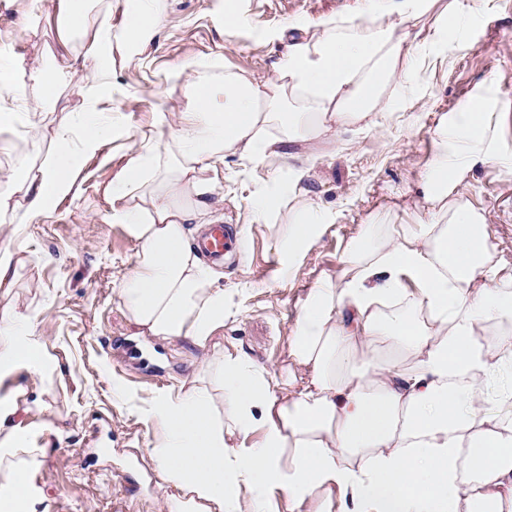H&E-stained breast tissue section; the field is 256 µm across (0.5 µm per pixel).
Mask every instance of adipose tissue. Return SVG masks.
Returning a JSON list of instances; mask_svg holds the SVG:
<instances>
[{
	"instance_id": "1",
	"label": "adipose tissue",
	"mask_w": 512,
	"mask_h": 512,
	"mask_svg": "<svg viewBox=\"0 0 512 512\" xmlns=\"http://www.w3.org/2000/svg\"><path fill=\"white\" fill-rule=\"evenodd\" d=\"M467 8L366 0L359 23L289 27L271 79L194 71L190 110L144 134L120 188L106 189L109 219L141 244L122 304L145 332L213 351L195 380L145 410L158 426L152 455L175 491L169 512H512V417L495 410L512 402V389L485 394L491 375L512 374V266L494 261L485 216L458 191L477 166L512 167L496 94L482 89L441 118L422 184L425 217L403 232L374 222L349 241L338 282L319 283L302 304L281 371L225 351L224 288L189 241L192 226L216 221L226 152L278 157L283 145L327 143L348 125L379 128L397 97L423 89L414 41L447 46ZM168 17V0H134L117 36L112 0H63L77 63L48 59L25 81L0 69V131L14 130L19 103L34 117L56 109L62 89L82 101L49 149L33 144L39 166L6 172L0 234L17 236L65 199L82 157L111 142V124L95 112L111 94L112 69ZM272 125L279 138L265 137ZM284 202L279 272L288 276L331 216L293 191L255 206L270 214ZM29 328L15 309L0 310V371L20 360L46 371L26 344ZM16 414L0 403V512H24L41 455L24 446Z\"/></svg>"
}]
</instances>
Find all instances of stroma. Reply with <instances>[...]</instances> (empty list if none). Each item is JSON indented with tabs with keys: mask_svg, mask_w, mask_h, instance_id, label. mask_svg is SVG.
<instances>
[{
	"mask_svg": "<svg viewBox=\"0 0 512 512\" xmlns=\"http://www.w3.org/2000/svg\"><path fill=\"white\" fill-rule=\"evenodd\" d=\"M472 20L462 23L465 48L425 57L413 53L425 91L382 117L383 133L362 126L338 131L336 144L312 155L257 159L229 153L219 167L225 223L238 225L242 256L219 266L226 300L225 350L239 349L257 364L280 367L299 308L324 276L339 277L347 243L376 214L393 229L413 223L425 209L421 184L438 148L443 115L493 86L503 102L501 140L512 154V0H469ZM355 0H240L243 21L222 22L224 0H172L170 17L146 49L112 74V95L100 117L116 127L112 143L86 157L69 196L33 223L16 245L25 263L0 306L28 316V343L51 360L45 381L26 362L0 375V403H17L29 447L42 451L32 471L30 512H168L150 455L154 423L142 410L158 394L190 380L207 349L183 340L143 335L119 298L139 241L124 224L104 218L105 186L119 182L136 137L166 129L172 114L189 107L186 71L194 64L215 72L273 77L288 24L310 25L351 17ZM66 59L55 0H0V66L28 79L49 54ZM81 106L71 89L59 107L22 130L0 167L27 168L38 158L31 142L48 146L55 129ZM305 169L300 182L292 171ZM296 187L334 221L291 276L277 273L287 211L264 218L257 197ZM489 222V248L512 263V171L495 164L474 169L461 189Z\"/></svg>",
	"mask_w": 512,
	"mask_h": 512,
	"instance_id": "1",
	"label": "stroma"
}]
</instances>
